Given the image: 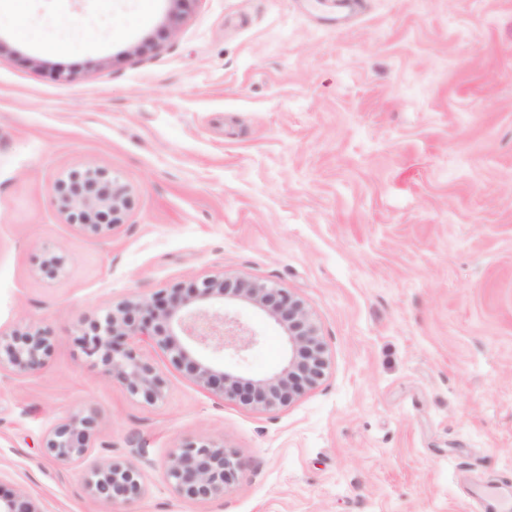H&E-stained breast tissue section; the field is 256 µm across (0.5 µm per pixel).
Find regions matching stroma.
Returning a JSON list of instances; mask_svg holds the SVG:
<instances>
[{"mask_svg":"<svg viewBox=\"0 0 512 512\" xmlns=\"http://www.w3.org/2000/svg\"><path fill=\"white\" fill-rule=\"evenodd\" d=\"M0 0V331L36 327V374L0 373V487L42 512H112L91 464L142 448L131 512H502L512 498V0H363L336 29L303 0ZM63 54H53V47ZM96 165L127 186L122 224H70L55 186ZM65 272L42 269L46 252ZM275 282L328 347L323 381L261 409L141 350L155 403L105 379L81 321L209 276ZM242 377L275 370L280 327ZM93 412L85 462L42 446ZM223 443V498L177 496L167 458Z\"/></svg>","mask_w":512,"mask_h":512,"instance_id":"obj_1","label":"stroma"}]
</instances>
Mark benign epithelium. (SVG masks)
Returning <instances> with one entry per match:
<instances>
[{"label":"benign epithelium","mask_w":512,"mask_h":512,"mask_svg":"<svg viewBox=\"0 0 512 512\" xmlns=\"http://www.w3.org/2000/svg\"><path fill=\"white\" fill-rule=\"evenodd\" d=\"M59 210L83 230L99 234L121 223L130 205L129 191L117 177L99 167L71 174L56 187ZM238 301L273 320L283 331L285 355L280 366L259 379L246 380L202 356L205 349L242 357L257 342L256 334L224 304ZM151 339L184 367L202 388L222 401H238L263 409L286 406L317 387L328 369L327 346L304 302L271 281L244 277H210L188 288L175 287L151 299L127 301L103 317L81 324L78 344L101 367L105 377L132 395L149 400L164 396L165 375L139 350ZM52 351L48 332L38 328L0 333V370L33 373ZM96 417L74 414L54 422L45 448L64 465L89 455ZM241 462L212 440L184 443L165 463L171 487L180 497L211 500L224 496L236 480ZM143 468L130 460L92 465L86 477L89 495L122 507L145 492ZM0 512H43L28 500L0 493Z\"/></svg>","instance_id":"1"}]
</instances>
